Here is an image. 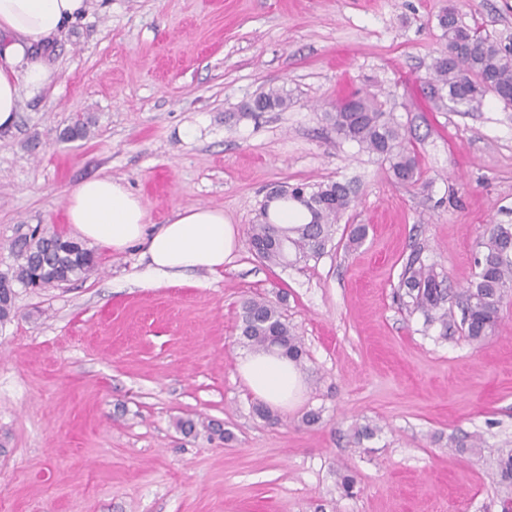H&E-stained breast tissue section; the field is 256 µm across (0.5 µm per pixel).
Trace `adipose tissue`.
<instances>
[{"label":"adipose tissue","instance_id":"1","mask_svg":"<svg viewBox=\"0 0 512 512\" xmlns=\"http://www.w3.org/2000/svg\"><path fill=\"white\" fill-rule=\"evenodd\" d=\"M85 7V0H0V130L15 122L21 90L35 93L55 83L57 72L41 49ZM66 210L88 243L116 252L143 244L146 266L138 279L145 288L181 280L192 271L218 272L238 247V232L223 210L202 206L179 210L146 234L142 200L109 176L78 183L66 197ZM239 373L254 396L274 407L293 403L303 383L295 362L279 353H245Z\"/></svg>","mask_w":512,"mask_h":512}]
</instances>
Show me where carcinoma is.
Masks as SVG:
<instances>
[{
  "label": "carcinoma",
  "instance_id": "carcinoma-1",
  "mask_svg": "<svg viewBox=\"0 0 512 512\" xmlns=\"http://www.w3.org/2000/svg\"><path fill=\"white\" fill-rule=\"evenodd\" d=\"M446 45L456 46L451 56L434 58L429 80V97L439 104L450 100L469 110L483 106L493 95L504 107L512 106V48L496 37L461 24L452 10L438 20ZM288 103V92L271 89L258 95L250 110L266 112ZM336 135L377 155L401 183L422 179L417 153L393 113L386 112L375 98L352 96L325 112ZM278 200L296 203L310 219L297 227L283 229L271 218L265 203L257 223L248 230L249 244L262 261L279 266L319 258L332 238V228L357 197L349 182L321 183L311 189L300 184L279 187ZM15 265L0 273V321L10 319L15 309L16 286L46 288L84 277L95 270L92 250L79 241L38 228L21 233L10 245ZM475 280L462 293V316L467 339L482 344L494 336L501 322L507 293L512 289V225L493 224L483 233L475 259ZM445 275L432 266L410 259L399 288L413 307L427 317L448 301ZM240 330L245 343L260 351L280 350L300 362L303 350L278 305L263 297L241 303ZM492 474L512 483V452L499 456Z\"/></svg>",
  "mask_w": 512,
  "mask_h": 512
}]
</instances>
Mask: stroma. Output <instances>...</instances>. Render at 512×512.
Wrapping results in <instances>:
<instances>
[{
  "label": "stroma",
  "mask_w": 512,
  "mask_h": 512,
  "mask_svg": "<svg viewBox=\"0 0 512 512\" xmlns=\"http://www.w3.org/2000/svg\"><path fill=\"white\" fill-rule=\"evenodd\" d=\"M451 7L512 42V0H87L53 40L57 82L23 92L0 130V272L19 226L75 237L65 198L98 175L140 196L152 229L223 210L239 248L219 272L144 288L139 246H98L87 277L18 289L0 323V512H503L512 485L491 466L512 451V293L473 345L455 304L430 323L399 288L415 256L458 292L485 228L512 224V107L441 110L424 92ZM272 87L287 107L246 110ZM358 92L402 124L419 183L326 123ZM78 117L87 137L61 140ZM352 179L323 256L283 268L251 251L271 188ZM353 224L368 228L356 248ZM254 295L282 300L304 351L300 398L272 422L237 369ZM187 417L230 437L183 435Z\"/></svg>",
  "instance_id": "stroma-1"
}]
</instances>
